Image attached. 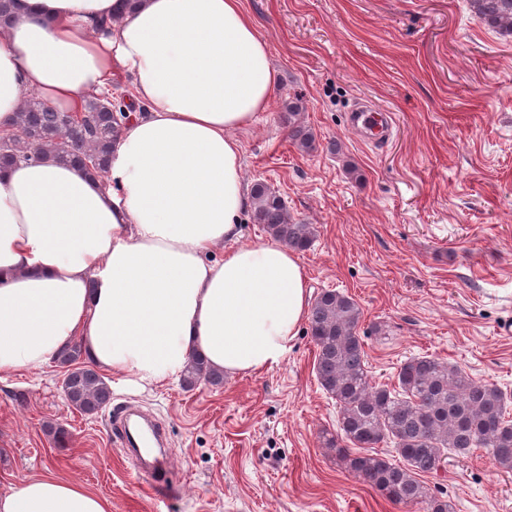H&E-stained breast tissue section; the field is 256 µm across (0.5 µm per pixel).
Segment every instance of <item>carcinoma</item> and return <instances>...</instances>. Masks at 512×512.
<instances>
[{"label": "carcinoma", "instance_id": "cac0c4a2", "mask_svg": "<svg viewBox=\"0 0 512 512\" xmlns=\"http://www.w3.org/2000/svg\"><path fill=\"white\" fill-rule=\"evenodd\" d=\"M476 20L504 36L512 35V0H469ZM132 92L107 85L85 96L79 111L61 109L25 96L16 125L0 131V166L52 154L78 167L107 177L112 143L133 110L126 99ZM302 99L288 100L283 123L288 136L303 153L316 149L315 140L301 121ZM253 220L275 238L298 252L307 251L314 233L295 222L285 200L263 182L252 188ZM362 315L358 303L334 290L317 295L308 312L309 333L316 347L315 370L322 388L339 408L338 432L326 445L345 454L349 470L385 497L406 504L424 503L427 512H452L448 501L435 498L419 479L438 474L448 450L465 454L484 448L497 468L512 472V422L505 417L512 400L496 384L474 380L462 369L434 357H413L400 367L397 386H376L365 366V350L356 334ZM80 344L63 349L57 362L66 368L65 399L88 415L110 401L104 377L80 364ZM205 379L218 385L224 375L211 371L200 357L192 359L183 375L191 389ZM358 449L393 444L395 454L346 453L343 443Z\"/></svg>", "mask_w": 512, "mask_h": 512}]
</instances>
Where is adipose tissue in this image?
Returning a JSON list of instances; mask_svg holds the SVG:
<instances>
[{"label":"adipose tissue","mask_w":512,"mask_h":512,"mask_svg":"<svg viewBox=\"0 0 512 512\" xmlns=\"http://www.w3.org/2000/svg\"><path fill=\"white\" fill-rule=\"evenodd\" d=\"M14 12L0 130L27 92L71 109L117 70L146 109L107 178L56 160L0 168V373L40 369L76 341L138 386L180 377L195 355L232 375L279 364L310 294L293 250L239 228L251 197L235 133L277 82L242 0H14ZM0 512L112 504L48 472L0 491Z\"/></svg>","instance_id":"1"}]
</instances>
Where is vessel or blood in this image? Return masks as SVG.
Wrapping results in <instances>:
<instances>
[{
  "label": "vessel or blood",
  "mask_w": 512,
  "mask_h": 512,
  "mask_svg": "<svg viewBox=\"0 0 512 512\" xmlns=\"http://www.w3.org/2000/svg\"><path fill=\"white\" fill-rule=\"evenodd\" d=\"M113 412L117 421L114 434L124 454L136 461L139 473L155 486L171 482L169 450L161 430L143 414L121 406L114 407Z\"/></svg>",
  "instance_id": "obj_1"
}]
</instances>
